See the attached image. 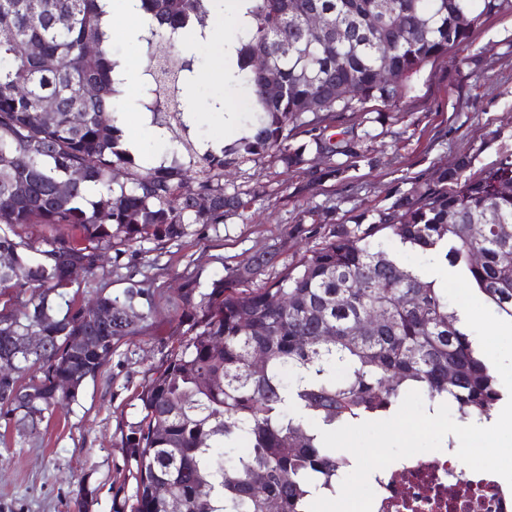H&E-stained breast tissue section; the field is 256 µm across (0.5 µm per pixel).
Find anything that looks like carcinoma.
Masks as SVG:
<instances>
[{"label":"carcinoma","instance_id":"obj_1","mask_svg":"<svg viewBox=\"0 0 512 512\" xmlns=\"http://www.w3.org/2000/svg\"><path fill=\"white\" fill-rule=\"evenodd\" d=\"M100 2L0 0V290L32 289L23 309L0 310V363L16 361L13 380L0 379V414L31 427L75 398L54 393V375L95 377L144 318L131 288L77 303L65 291L72 267L91 274L118 245L178 240L193 224L249 211L256 197L224 189V171L246 161L271 154L300 168L311 150L365 158L370 133L341 130L335 140L328 130L337 118L370 101L399 103L432 59L466 46L487 17L512 12V0H252L235 77L250 91L253 135L202 154L185 139V161L147 167L117 124L118 59ZM139 2L148 27L146 100L166 94L185 131L182 89L193 59L176 45L207 26L212 0ZM313 10L349 39L311 31ZM260 54L264 71L255 66ZM381 68L392 81L379 79ZM270 79L279 86L274 95L265 90ZM48 99L56 104L50 120ZM297 131L307 139L295 145ZM471 167L462 155L430 179L404 181L388 204L346 219L308 214L297 233L321 242L273 281L243 289L249 271L234 269L206 293L187 291L185 340L142 386L140 419L125 436L134 502L115 503L113 512H166L151 493L160 482L182 512H265L269 500L280 512H308L336 490L348 464L319 430L385 417L412 389L432 411L446 404L464 420L489 418L501 400L494 370L437 280L400 256L438 259L512 320V153L478 173ZM344 172L332 163L312 172V182L339 181ZM490 211L499 223L475 236L472 224ZM27 224L68 233L38 249L18 233ZM388 238L400 251L385 246ZM278 293L288 307L270 304ZM94 309L112 320L91 317ZM31 332L48 346L29 360L14 356L13 338ZM257 347L266 352L260 370L251 363Z\"/></svg>","mask_w":512,"mask_h":512}]
</instances>
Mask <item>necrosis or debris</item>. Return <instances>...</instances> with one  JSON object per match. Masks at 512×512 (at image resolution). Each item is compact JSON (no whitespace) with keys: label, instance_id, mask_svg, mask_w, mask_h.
<instances>
[{"label":"necrosis or debris","instance_id":"4bbe7bcc","mask_svg":"<svg viewBox=\"0 0 512 512\" xmlns=\"http://www.w3.org/2000/svg\"><path fill=\"white\" fill-rule=\"evenodd\" d=\"M369 482L372 512H512V487L472 471L450 447L392 463Z\"/></svg>","mask_w":512,"mask_h":512}]
</instances>
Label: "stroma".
Returning a JSON list of instances; mask_svg holds the SVG:
<instances>
[{
    "label": "stroma",
    "mask_w": 512,
    "mask_h": 512,
    "mask_svg": "<svg viewBox=\"0 0 512 512\" xmlns=\"http://www.w3.org/2000/svg\"><path fill=\"white\" fill-rule=\"evenodd\" d=\"M211 32V41L194 50V69L202 77L189 83L188 98L203 106L220 99L247 112L248 88L225 82L215 64L216 43L236 29L227 21L212 24ZM381 111L387 119L379 124ZM345 125L372 137L364 160L344 180L310 185L311 172L327 164L315 153L302 169L284 168L270 157L243 163L225 173L224 187L256 195L247 214L192 225L177 241L131 244L121 255L107 254L94 273L77 274L72 288L84 301L137 285L135 309L144 318L136 335L115 343L74 401L35 430H17L0 416V512H112L113 502L131 499L135 484L126 477L125 436L139 416V391L185 329L188 288L209 291L227 270L266 252L276 258L254 284L292 268L318 244L315 236L295 231L306 211L349 217L387 204L402 180L431 177L459 156H471L478 171L512 152V13L489 17L465 51L428 63L398 105L368 102L347 113Z\"/></svg>",
    "instance_id": "1"
}]
</instances>
